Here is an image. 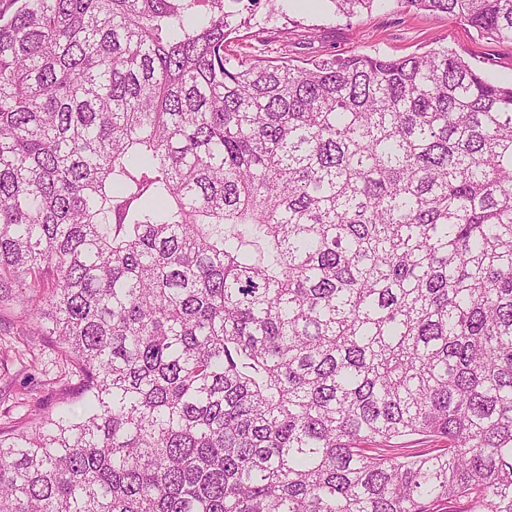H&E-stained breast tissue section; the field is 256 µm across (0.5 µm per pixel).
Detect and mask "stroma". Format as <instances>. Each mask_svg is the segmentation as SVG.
<instances>
[{
    "mask_svg": "<svg viewBox=\"0 0 512 512\" xmlns=\"http://www.w3.org/2000/svg\"><path fill=\"white\" fill-rule=\"evenodd\" d=\"M261 38H254V31ZM448 47L474 70L512 83V41L477 36L458 19L418 10L403 0H376L356 16L335 12L330 0H259L232 42L245 59L288 55L294 60L352 54L402 57ZM0 427L32 420L64 396L56 354L45 337L28 335L10 314L0 315Z\"/></svg>",
    "mask_w": 512,
    "mask_h": 512,
    "instance_id": "35a3bbf8",
    "label": "stroma"
}]
</instances>
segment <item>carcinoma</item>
<instances>
[{
	"label": "carcinoma",
	"instance_id": "1",
	"mask_svg": "<svg viewBox=\"0 0 512 512\" xmlns=\"http://www.w3.org/2000/svg\"><path fill=\"white\" fill-rule=\"evenodd\" d=\"M405 2L512 40V0ZM238 16L0 11V311L77 377L0 436V512H512V83L248 62ZM398 442L401 443L399 444L400 447L390 448V453L395 454V456L426 452L432 448H443L445 446L442 441L421 435L404 437Z\"/></svg>",
	"mask_w": 512,
	"mask_h": 512
}]
</instances>
